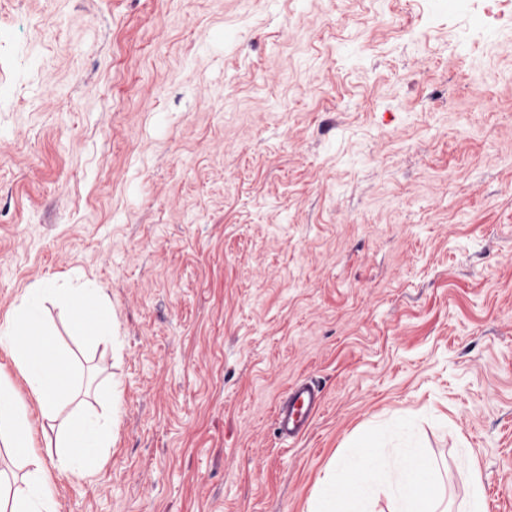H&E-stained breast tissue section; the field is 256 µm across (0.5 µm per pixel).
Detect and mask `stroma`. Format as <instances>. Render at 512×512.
Instances as JSON below:
<instances>
[{
  "mask_svg": "<svg viewBox=\"0 0 512 512\" xmlns=\"http://www.w3.org/2000/svg\"><path fill=\"white\" fill-rule=\"evenodd\" d=\"M70 277L120 416L59 512H307L369 431L512 512V0H0V316ZM322 405V390L313 381L303 379L294 383L276 411L279 437L288 440L303 435Z\"/></svg>",
  "mask_w": 512,
  "mask_h": 512,
  "instance_id": "1",
  "label": "stroma"
}]
</instances>
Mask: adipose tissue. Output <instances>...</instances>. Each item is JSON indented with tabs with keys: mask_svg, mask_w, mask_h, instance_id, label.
Wrapping results in <instances>:
<instances>
[{
	"mask_svg": "<svg viewBox=\"0 0 512 512\" xmlns=\"http://www.w3.org/2000/svg\"><path fill=\"white\" fill-rule=\"evenodd\" d=\"M66 315L75 344L89 347L112 341V306L101 289L85 285L51 288L40 283L13 303L0 320V350L24 379L26 394L0 376V447L26 465L15 489L0 485V512H58L55 483L61 478L92 477L111 446L112 421L118 412L115 390H107V412L96 417L73 410L84 378L71 349L54 337L48 304ZM40 412V425L55 434L56 455L43 459L29 406ZM377 434H369L329 464L317 486L309 512H372L377 492L393 502L392 512H440L445 487L436 459L418 448L401 451L395 479L377 488L374 477L385 466L375 452Z\"/></svg>",
	"mask_w": 512,
	"mask_h": 512,
	"instance_id": "obj_1",
	"label": "adipose tissue"
}]
</instances>
